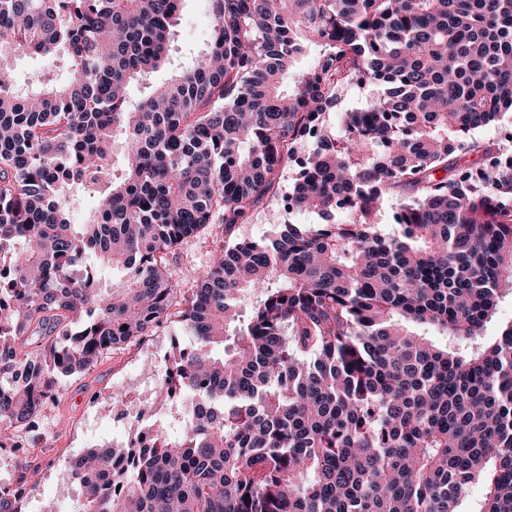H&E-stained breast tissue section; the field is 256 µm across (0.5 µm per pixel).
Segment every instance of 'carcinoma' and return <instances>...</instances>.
I'll use <instances>...</instances> for the list:
<instances>
[{
    "mask_svg": "<svg viewBox=\"0 0 512 512\" xmlns=\"http://www.w3.org/2000/svg\"><path fill=\"white\" fill-rule=\"evenodd\" d=\"M183 2L0 0V448L168 320L167 256L222 224L157 384L189 406L150 448L136 426L75 459L84 512H463L476 484L475 512H512V321L485 335L512 293V130L473 136L512 112V0H206V48L154 85ZM59 52L63 81L19 85V57ZM350 81L377 95L326 134ZM306 137L288 209L346 220L234 238ZM79 196L100 204L73 224Z\"/></svg>",
    "mask_w": 512,
    "mask_h": 512,
    "instance_id": "obj_1",
    "label": "carcinoma"
}]
</instances>
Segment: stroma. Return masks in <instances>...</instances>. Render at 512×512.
<instances>
[{"label": "stroma", "mask_w": 512, "mask_h": 512, "mask_svg": "<svg viewBox=\"0 0 512 512\" xmlns=\"http://www.w3.org/2000/svg\"><path fill=\"white\" fill-rule=\"evenodd\" d=\"M211 27L205 0H185L171 47L173 61H186L201 51ZM310 147L307 139L294 145V158L282 174L278 194L266 198L247 223L237 226L236 238L270 236L287 222L318 223L317 214L286 208L299 171L298 162ZM223 237V225L212 224L170 254L168 269L180 289L189 288L195 278L207 271L214 249ZM191 343V336L175 314L162 330L104 353L94 368L84 374L61 379L56 397L43 411L34 448L16 453L0 448V461L8 460L13 484L30 489L23 512H77L76 504L64 497L60 486L69 462L97 444L126 440L130 433L129 426L113 423L102 412V402L115 393H153L174 345L187 347Z\"/></svg>", "instance_id": "obj_1"}]
</instances>
